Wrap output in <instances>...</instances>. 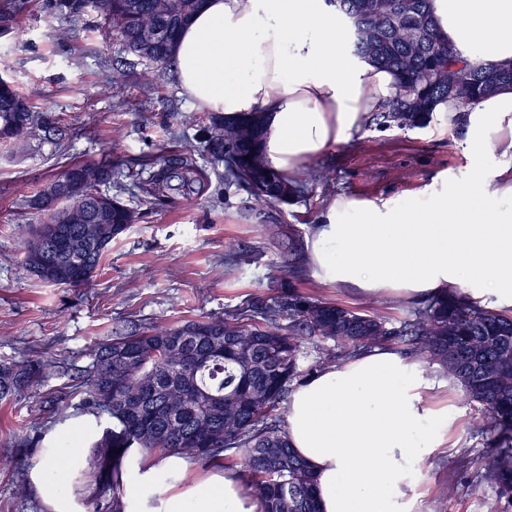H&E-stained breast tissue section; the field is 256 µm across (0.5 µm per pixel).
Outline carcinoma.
<instances>
[{"label":"carcinoma","mask_w":512,"mask_h":512,"mask_svg":"<svg viewBox=\"0 0 512 512\" xmlns=\"http://www.w3.org/2000/svg\"><path fill=\"white\" fill-rule=\"evenodd\" d=\"M375 0H325L346 25L353 55L394 73L396 88L382 104L383 122L401 130L427 126L437 106L451 102L464 109L492 94L487 77L501 76L498 89L512 87V65L473 69L438 32L430 0H391L397 16L420 35L415 57L408 56L406 34L372 13ZM67 17L92 11L123 50L143 66L152 81L173 62L181 29L199 8L194 0H60ZM159 29L165 41L146 50L140 33ZM435 70L448 79H466L468 93L455 96L448 83L426 79ZM41 89L21 91L0 77V147L12 150L39 127L42 139L64 145L69 128L35 111ZM257 134L240 140L212 114L206 142L221 151L224 181L246 188L259 204L288 203L313 184L326 185L330 170L310 167L288 179L262 157L264 128L253 117L237 119ZM160 166L145 190L150 195L187 197L195 193L198 171L191 152L175 165L164 149L139 161ZM112 182L106 162L64 161L61 170L27 195L28 205L52 220L24 240L28 272L58 286L88 288L112 240L137 223L140 213L100 190ZM362 312L338 303L309 300L293 284L272 303L243 308L222 317L182 324L141 327L127 324L94 343L91 362L81 370L75 392L82 405L104 414L112 426L89 445L81 473L95 480L86 504L99 512H124L122 472L133 448L151 456H182L204 465L232 461L247 477V487L265 502V512H318L310 467L290 448L276 410L290 382L301 376L307 340L331 341L319 351L317 366L360 349L392 345L408 337L410 354L437 365L472 402L478 404L474 428L489 436L490 448L480 467L481 480L495 486L491 512H512V367L490 380L501 360L512 356V315L479 308L457 292L438 296L404 321L389 326L384 303L370 302ZM456 367H448V351ZM53 367L33 352L0 363V402H9L37 387Z\"/></svg>","instance_id":"carcinoma-1"}]
</instances>
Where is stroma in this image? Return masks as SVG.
Segmentation results:
<instances>
[{
  "instance_id": "obj_1",
  "label": "stroma",
  "mask_w": 512,
  "mask_h": 512,
  "mask_svg": "<svg viewBox=\"0 0 512 512\" xmlns=\"http://www.w3.org/2000/svg\"><path fill=\"white\" fill-rule=\"evenodd\" d=\"M13 5L14 0H0V77L22 89L39 86L38 111L61 118L74 131L66 145L69 157H111L112 193L141 218L113 241L91 287L62 288L34 279L26 270L23 240L44 217L28 209L24 197L57 172L58 151L35 141L24 160L0 153V362L32 350L56 364L37 390L0 404V512H48L38 493L25 496L18 488L56 427L39 409L41 396L68 392L77 369L89 363L92 344L113 328L215 317L271 302L287 283L289 266L306 261L304 252L292 255L281 246L278 229L294 228L307 239L328 197L400 203L475 165L489 174L501 165L500 159L466 153L461 135L443 132L442 116L405 131L367 120L356 140L316 159V166L330 169L331 187L317 185L292 202L259 206L245 189L225 183L223 165L201 136L202 112L180 95L172 72L149 84L132 68L122 89H115L110 63L121 58V48L94 13L71 23L55 0H29L19 14ZM71 25L76 38L61 42V32ZM172 136L192 149L207 179L204 194L157 200L127 178L132 161L157 153ZM230 239L248 253L241 264L224 261ZM434 377V406L455 418L453 446L416 473L417 512H489L494 490L476 478L488 451L486 437L471 427L477 408L445 374ZM450 483L456 487L452 497L444 493Z\"/></svg>"
}]
</instances>
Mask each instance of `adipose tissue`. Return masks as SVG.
Listing matches in <instances>:
<instances>
[{"label": "adipose tissue", "mask_w": 512, "mask_h": 512, "mask_svg": "<svg viewBox=\"0 0 512 512\" xmlns=\"http://www.w3.org/2000/svg\"><path fill=\"white\" fill-rule=\"evenodd\" d=\"M440 35L475 69L512 63V0H432ZM345 31L322 0H207L177 39L180 95L204 112L261 115L263 156L294 177L350 143L395 78L349 58ZM474 153L505 158L491 176L473 167L403 204L328 198L311 230L307 265L327 284L375 300L463 292L512 310V91L468 107ZM427 365L394 348L364 349L294 384L284 405L291 448L311 468L320 512H415L412 476L447 447L454 420L431 402ZM96 422L59 423L30 474L52 512H81L74 469ZM125 512H263L238 473L155 459L134 449L123 475Z\"/></svg>", "instance_id": "1"}]
</instances>
